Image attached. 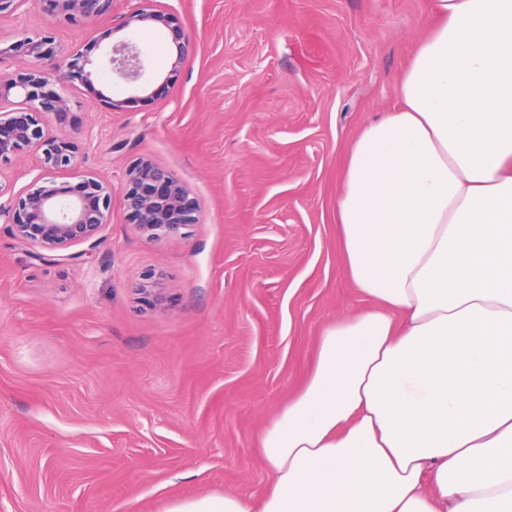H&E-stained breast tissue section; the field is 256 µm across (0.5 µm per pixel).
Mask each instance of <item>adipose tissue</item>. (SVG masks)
Here are the masks:
<instances>
[{"label":"adipose tissue","instance_id":"ef3b65f1","mask_svg":"<svg viewBox=\"0 0 512 512\" xmlns=\"http://www.w3.org/2000/svg\"><path fill=\"white\" fill-rule=\"evenodd\" d=\"M336 196L368 302L260 437L257 502L164 512H512V0H433Z\"/></svg>","mask_w":512,"mask_h":512}]
</instances>
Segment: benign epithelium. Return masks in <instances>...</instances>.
Listing matches in <instances>:
<instances>
[{"instance_id":"benign-epithelium-1","label":"benign epithelium","mask_w":512,"mask_h":512,"mask_svg":"<svg viewBox=\"0 0 512 512\" xmlns=\"http://www.w3.org/2000/svg\"><path fill=\"white\" fill-rule=\"evenodd\" d=\"M63 9L95 21L108 9L111 0H50ZM133 3L125 24L133 22L144 29L157 31L170 24L167 14ZM176 55L170 73L178 71L193 48V39L182 35L175 40ZM27 53L38 61L50 60V69H31L13 76L0 75V108L15 106L13 112L0 113V163L20 150L29 148L42 154L47 171L71 170L74 163L69 141L51 136L46 130L47 115L66 110V100L46 90L48 71L62 77L79 79L90 92L98 90L93 80V61L79 54L66 64L50 59L44 42H24ZM147 51L134 41H120L106 53L104 67L127 80L139 79L146 70ZM16 100H11V97ZM80 181L72 189L57 188L34 182L21 193L0 183V221L7 224L18 238L43 249L65 250L75 244L89 242L101 227L111 223L112 185L95 173H77ZM123 201L139 233L150 241L181 234L192 223V207L188 193L169 170L140 160L127 173L121 187Z\"/></svg>"}]
</instances>
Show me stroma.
<instances>
[{"mask_svg":"<svg viewBox=\"0 0 512 512\" xmlns=\"http://www.w3.org/2000/svg\"><path fill=\"white\" fill-rule=\"evenodd\" d=\"M162 33L94 24L45 0L0 13V73L57 57L150 50L139 83L99 73L98 96L50 78L49 114L81 169L112 183L95 244L41 260L0 224V512H163L173 500L267 484L259 435L305 381L323 330L367 307L346 279L334 206L345 152L392 108L432 0H150ZM195 49L177 75L173 33ZM148 158L189 191L195 222L142 237L120 188ZM42 172L0 165L14 190ZM154 290L141 292L146 275Z\"/></svg>","mask_w":512,"mask_h":512,"instance_id":"stroma-1","label":"stroma"}]
</instances>
